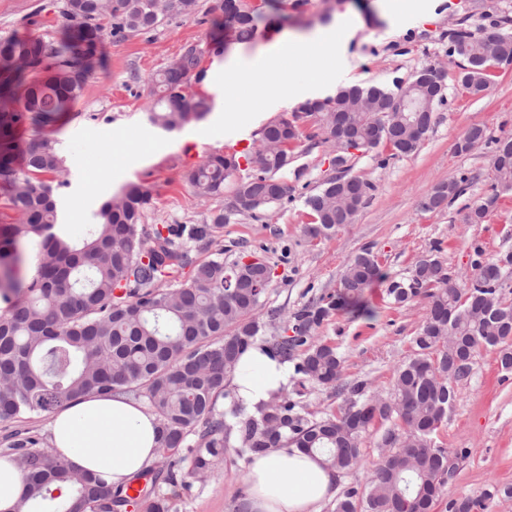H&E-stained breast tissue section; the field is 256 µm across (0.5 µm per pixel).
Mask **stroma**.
<instances>
[{
	"instance_id": "obj_1",
	"label": "stroma",
	"mask_w": 512,
	"mask_h": 512,
	"mask_svg": "<svg viewBox=\"0 0 512 512\" xmlns=\"http://www.w3.org/2000/svg\"><path fill=\"white\" fill-rule=\"evenodd\" d=\"M61 0H0V38L39 35L54 41L62 34ZM421 13L393 18L385 0H305L288 25L261 29L244 50L252 57L266 46L292 35L308 36L338 16L354 15L358 27L328 73L309 66L307 79L320 94L334 95L348 84L394 88L421 68L432 66L444 84V101L424 142L410 155L391 157L389 149L352 151L346 166L372 189L353 223L318 239L305 232L313 218L305 204L335 170L333 148L304 140L282 174L291 189L288 201L261 211L259 217L235 216L220 229L197 259L223 251L225 262L253 252L272 266L273 281L259 312V340L272 346L288 336L297 312L311 302L336 294L347 262L370 249L388 280L407 277L417 260L434 253L459 282L473 276L475 250L496 260L512 253V194L501 196L482 223L467 219L494 181V139L512 137V65L490 70L486 94H467L457 84L458 67L448 55V33L470 24H490L508 15L512 0H423ZM213 27L198 16L178 17L150 34L121 43L105 40V74L90 80L71 112L43 128V136L61 142L66 163L57 194L60 228L68 238L86 236L99 207L131 183L153 189L145 225L200 224L210 212L228 206L234 190L226 182L223 197H198L187 174L210 154L221 153L230 132L257 143L269 121L291 116L292 104L259 99L246 84L225 87L224 61L207 52ZM203 47L202 82H189V97L205 99L204 118L168 132L152 125L146 103L152 79L175 61L184 46ZM242 114L236 127L220 119L225 103ZM484 126L493 140L469 152L456 143L471 125ZM468 175L464 192L451 204L428 212L421 202L438 183ZM363 311L332 313L314 332L315 342L336 347L343 360V380L366 383L371 395L390 396L395 369L414 352L413 338L427 312V299L393 304L385 282L368 288ZM301 352L288 359L287 385L298 410L310 420L338 411L342 400L334 389L305 380L294 370ZM457 399L436 441L449 453L465 451L435 512H449L451 501L476 497L489 488L512 486V370L501 368L498 352L480 350L466 380L456 386ZM238 436H231L226 459L207 477L190 476L189 462L178 471L180 483L171 512H233L237 491L247 490L248 462L236 455Z\"/></svg>"
}]
</instances>
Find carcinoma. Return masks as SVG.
I'll use <instances>...</instances> for the list:
<instances>
[{"label": "carcinoma", "instance_id": "obj_1", "mask_svg": "<svg viewBox=\"0 0 512 512\" xmlns=\"http://www.w3.org/2000/svg\"><path fill=\"white\" fill-rule=\"evenodd\" d=\"M199 0H62V38L40 36L0 39V181L10 184L15 224L0 225V299L8 304L0 315V422H19L33 413L54 411L88 394L142 395L159 422L160 454L168 459L186 450L192 473L212 471L224 460L232 431L239 432L240 456L272 448L296 446L323 457L328 469L344 473L361 459V444L375 424H389L381 436L387 449L368 475L362 497L348 490L336 499L333 512H433L448 484V449L434 435L446 420L456 397L455 384L466 378L472 359L482 348H497L501 366L512 369V302L504 294L512 255L497 261L480 259L474 277L462 287L439 257L426 255L411 274L392 280L388 295L398 305L428 298L425 320L413 338L414 354L397 367L388 398L366 396L362 381H341L342 358L336 347L308 344L311 331L334 310L358 305L364 292L384 275L368 250L353 256L341 277L336 298L313 303L295 315L293 335L276 341L268 352L285 362L305 348L297 372L307 380L331 386L344 406L337 415L310 421L295 412L284 386L256 405L255 413L228 425L216 411L240 356L257 341L258 313L266 288H237L252 271L235 260L224 262L219 250L203 260L178 242L171 227L147 231L142 224L153 200L152 189L130 184L106 201L95 214L85 239L73 242L57 229L55 191L58 186L36 175L64 168L60 142L35 136L16 143L18 124L27 120L43 128L55 124L83 94L90 79L103 69L105 35L115 42L155 30L176 16H193ZM286 0H264L252 8L243 0H216V29L229 28L238 42L255 39L266 11L285 13ZM111 31H106L105 24ZM508 17L474 32L461 27L448 35L449 50L459 59V82L472 95L486 92L489 70L512 64V31ZM497 35L493 53L486 52L481 33ZM197 46L188 45L153 79L148 120L171 131L202 119L208 106L189 98L184 89L205 77ZM444 102L441 76L431 68L418 71L406 86L391 91L379 85L340 87L323 100L298 105L292 118L281 117L261 129L260 146L245 156L249 173L237 179L234 198L239 208L210 213L192 227L190 239L202 242L237 214H256L288 197L290 188L279 173L292 163L294 148L304 135L298 121L310 118L324 141L353 140L364 151L386 147L392 156L417 150ZM494 141L495 180L484 201L468 220L482 222L500 195L512 192V139H492L480 125H471L457 144ZM340 173L306 198L313 222L307 233L328 236L353 222L369 196L371 185L345 169L339 152L333 160ZM240 169L234 153L213 154L192 170L187 180L203 198L224 196L225 181ZM467 178L436 185L422 202L433 211L449 191L463 192ZM36 239L41 263L26 283L15 278L21 244ZM191 267L190 276L181 270ZM496 315L475 319L473 307L485 298ZM196 445L186 444L190 434ZM4 457L25 475L28 490L15 512H119L127 493L113 490L90 473L69 469L40 438L29 432L9 435ZM142 499L148 512H169V498L156 492L158 481H177L174 463L167 470L149 469ZM66 482L71 498L50 495L51 485ZM498 494L512 497V486L486 490L467 498L454 512L486 509Z\"/></svg>", "mask_w": 512, "mask_h": 512}]
</instances>
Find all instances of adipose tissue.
<instances>
[{"instance_id":"ef3b65f1","label":"adipose tissue","mask_w":512,"mask_h":512,"mask_svg":"<svg viewBox=\"0 0 512 512\" xmlns=\"http://www.w3.org/2000/svg\"><path fill=\"white\" fill-rule=\"evenodd\" d=\"M354 22L353 16H341L336 26L304 39L297 51L288 39H281L256 59L253 69L237 71L229 81L253 84L259 95H267L270 87L256 81L255 71L279 70L283 57L291 53L298 63L311 61L321 69H332L336 56L324 47L335 43L337 28L351 27ZM232 380L239 398L253 405L285 385L287 373L284 364L258 344L240 357ZM158 426L156 415L137 401L120 394L90 395L53 413L51 447L70 469L94 473L118 489L155 460ZM247 482L250 512H320L322 503L335 492L336 477L321 456L298 448H276L254 457Z\"/></svg>"}]
</instances>
